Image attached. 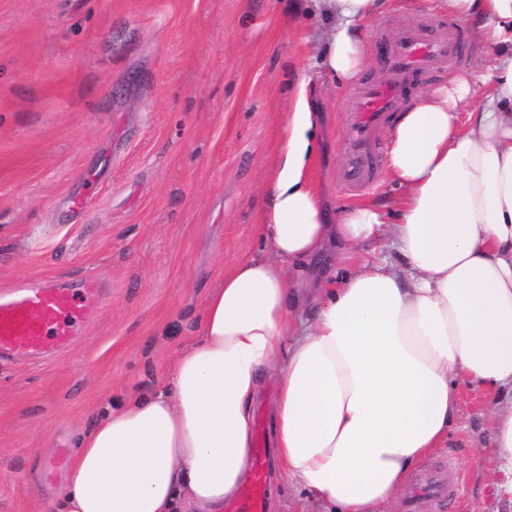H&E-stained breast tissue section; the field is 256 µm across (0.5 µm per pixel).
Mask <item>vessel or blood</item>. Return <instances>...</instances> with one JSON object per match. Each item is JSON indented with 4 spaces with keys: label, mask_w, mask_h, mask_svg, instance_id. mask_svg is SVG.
<instances>
[{
    "label": "vessel or blood",
    "mask_w": 512,
    "mask_h": 512,
    "mask_svg": "<svg viewBox=\"0 0 512 512\" xmlns=\"http://www.w3.org/2000/svg\"><path fill=\"white\" fill-rule=\"evenodd\" d=\"M373 51L386 73L385 80L355 86L342 107L338 177L346 187L371 184L378 129L389 124L393 113L402 111L428 72L458 63L467 54L468 45L457 29L438 31L421 21L399 28L389 38L375 37ZM100 306L101 289L90 275L67 286H15L10 294L0 296V357H51L66 351ZM250 468V486L228 503L226 512H265L269 457L263 444L254 447ZM453 494L448 480L428 474L407 501L406 512H425L426 500Z\"/></svg>",
    "instance_id": "vessel-or-blood-1"
}]
</instances>
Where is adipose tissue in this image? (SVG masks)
<instances>
[{
  "mask_svg": "<svg viewBox=\"0 0 512 512\" xmlns=\"http://www.w3.org/2000/svg\"><path fill=\"white\" fill-rule=\"evenodd\" d=\"M312 2L331 20L315 64L352 85L368 60L365 23L388 0ZM432 7L492 60L397 115L385 156L396 196L326 208L302 77L266 174L264 253L221 275L161 389L106 407L48 512H220L249 477L267 379L279 474L320 512H384L403 496L418 464L447 447L463 382L489 395L494 490L512 498V0ZM387 239L404 270L365 260L306 274L330 244L356 252Z\"/></svg>",
  "mask_w": 512,
  "mask_h": 512,
  "instance_id": "adipose-tissue-1",
  "label": "adipose tissue"
}]
</instances>
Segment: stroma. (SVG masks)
Listing matches in <instances>:
<instances>
[{
  "mask_svg": "<svg viewBox=\"0 0 512 512\" xmlns=\"http://www.w3.org/2000/svg\"><path fill=\"white\" fill-rule=\"evenodd\" d=\"M411 20L449 23L429 0H390L366 32ZM322 24L304 0H0V292L77 270L103 290L67 351L0 360V512H46L60 450L114 397L159 390L220 274L260 253L263 173ZM314 87V177L339 209L354 198L336 181L348 89ZM462 391L447 448L420 468L452 467L468 512H512L490 484L481 394Z\"/></svg>",
  "mask_w": 512,
  "mask_h": 512,
  "instance_id": "obj_1",
  "label": "stroma"
}]
</instances>
